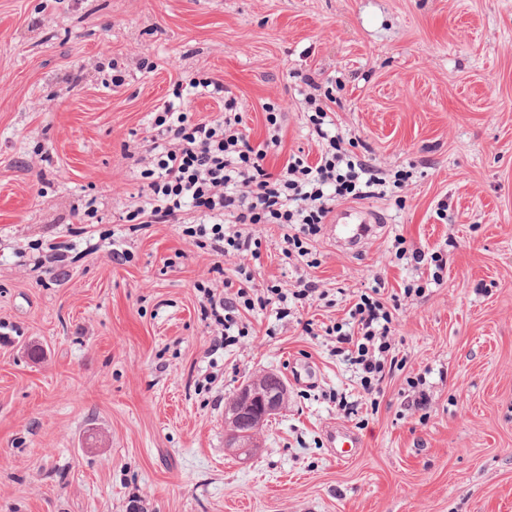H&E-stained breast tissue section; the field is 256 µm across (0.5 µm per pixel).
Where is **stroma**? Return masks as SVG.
Wrapping results in <instances>:
<instances>
[{
    "instance_id": "1",
    "label": "stroma",
    "mask_w": 512,
    "mask_h": 512,
    "mask_svg": "<svg viewBox=\"0 0 512 512\" xmlns=\"http://www.w3.org/2000/svg\"><path fill=\"white\" fill-rule=\"evenodd\" d=\"M201 75L252 144L279 110L273 173L319 157L305 97L331 92L355 156L410 174L345 201L380 234L348 251L326 225L304 259L278 224L253 258L133 230L156 109L221 112L177 93ZM59 242V269L35 268ZM244 274L290 314L243 313L216 346L199 288ZM302 280L313 300L291 298ZM379 283L397 362L371 396L326 329ZM270 372L288 403L238 456L224 406ZM333 427L361 439L349 461ZM0 512H512V0H0Z\"/></svg>"
}]
</instances>
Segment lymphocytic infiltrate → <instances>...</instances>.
<instances>
[{
    "label": "lymphocytic infiltrate",
    "mask_w": 512,
    "mask_h": 512,
    "mask_svg": "<svg viewBox=\"0 0 512 512\" xmlns=\"http://www.w3.org/2000/svg\"><path fill=\"white\" fill-rule=\"evenodd\" d=\"M223 115L190 120L187 113L166 103L158 109L145 138L149 165L141 172L148 202L133 213L140 224L185 223L186 208L204 219L189 233L207 239L217 256L235 251L254 253L259 241L256 224L297 226L287 240L306 256L304 240L316 238L336 202L363 200L386 193L385 179L366 161H352L342 135L331 133L329 106L319 103L311 118L313 131L327 147L316 162L295 156L279 173L262 165L263 150L253 147L242 130L234 98L224 97ZM231 297L206 292L208 312L225 333L239 327L237 307H266L285 300L279 289L269 296L252 297L249 288L235 286ZM352 330L335 326L336 353L356 369L366 393L379 391L386 377L393 314L380 298L363 294L349 311Z\"/></svg>",
    "instance_id": "f902f5d3"
}]
</instances>
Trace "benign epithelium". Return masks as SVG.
I'll use <instances>...</instances> for the list:
<instances>
[{"label":"benign epithelium","mask_w":512,"mask_h":512,"mask_svg":"<svg viewBox=\"0 0 512 512\" xmlns=\"http://www.w3.org/2000/svg\"><path fill=\"white\" fill-rule=\"evenodd\" d=\"M288 399L284 384H274L262 376L238 389L224 408V423L232 428L249 427V433L260 430L266 420L280 412Z\"/></svg>","instance_id":"benign-epithelium-1"}]
</instances>
